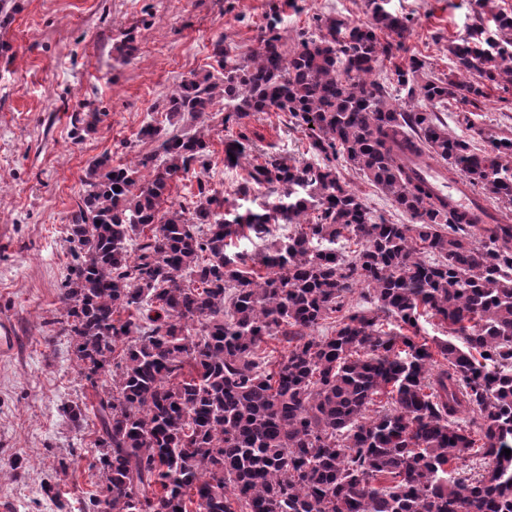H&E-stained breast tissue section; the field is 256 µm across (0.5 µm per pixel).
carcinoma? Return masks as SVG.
I'll list each match as a JSON object with an SVG mask.
<instances>
[{"label": "carcinoma", "mask_w": 512, "mask_h": 512, "mask_svg": "<svg viewBox=\"0 0 512 512\" xmlns=\"http://www.w3.org/2000/svg\"><path fill=\"white\" fill-rule=\"evenodd\" d=\"M370 2L369 24L322 20L289 57L275 13L245 65L219 38L224 79L194 75L166 98L170 120L222 101L223 125L276 108L308 130L321 163L265 155L238 188L275 196L228 210L200 181L194 208H162L172 181L207 167L208 144L152 123L141 134L160 140L161 156L88 166L60 324L86 376L110 377L92 406L96 512H189L199 501L207 512H234V501L249 512H512V228L455 210L418 173L435 160L443 178L512 207V139L478 153L436 112L450 98L477 105L488 83L512 85V15L479 0L499 40L479 25L449 41L455 74L420 81L418 59L395 68L420 101L406 112L370 76L393 55L377 32L402 39L410 19ZM246 140L225 143L224 164L238 165ZM340 159L411 223L375 221ZM279 221L294 230L257 254L266 275L227 252L244 230L264 239ZM344 241L356 249L336 248ZM357 286L369 308L313 336ZM425 314L464 346L421 336ZM386 317L398 330L382 329ZM268 339L288 344L270 371L256 361ZM380 395L387 407L367 415ZM470 412L490 464L462 477L449 466L474 448L456 423Z\"/></svg>", "instance_id": "1"}]
</instances>
